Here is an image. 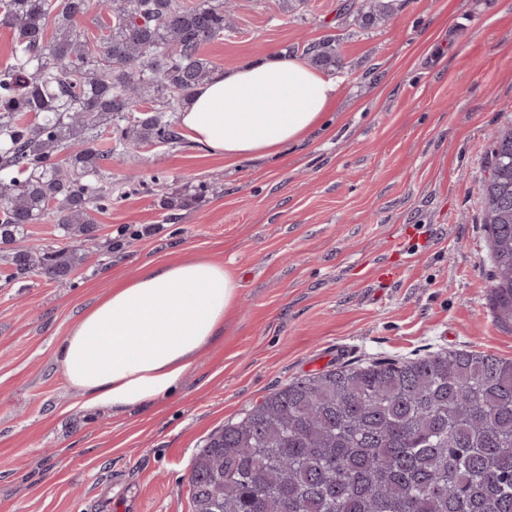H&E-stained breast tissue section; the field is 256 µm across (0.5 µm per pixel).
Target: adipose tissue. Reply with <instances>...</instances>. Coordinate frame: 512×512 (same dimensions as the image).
I'll return each mask as SVG.
<instances>
[{
    "instance_id": "ef3b65f1",
    "label": "adipose tissue",
    "mask_w": 512,
    "mask_h": 512,
    "mask_svg": "<svg viewBox=\"0 0 512 512\" xmlns=\"http://www.w3.org/2000/svg\"><path fill=\"white\" fill-rule=\"evenodd\" d=\"M337 90L335 80L301 58L275 55L198 87L182 125L193 141L224 157L270 156L319 127ZM237 300V281L220 265H143L58 338L55 361L87 407L152 405L222 335Z\"/></svg>"
}]
</instances>
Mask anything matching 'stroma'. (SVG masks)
Wrapping results in <instances>:
<instances>
[{"label":"stroma","mask_w":512,"mask_h":512,"mask_svg":"<svg viewBox=\"0 0 512 512\" xmlns=\"http://www.w3.org/2000/svg\"><path fill=\"white\" fill-rule=\"evenodd\" d=\"M344 3L229 0L205 49L224 70L335 38L326 130L245 160L141 145L113 159L112 205L68 276L12 277L0 251V512H192L195 453L293 378L439 349L512 359L478 194L512 121V0H399L370 27ZM157 176L194 203L163 208ZM193 259L240 285L222 337L151 407L85 408L58 338L143 264Z\"/></svg>","instance_id":"1"}]
</instances>
